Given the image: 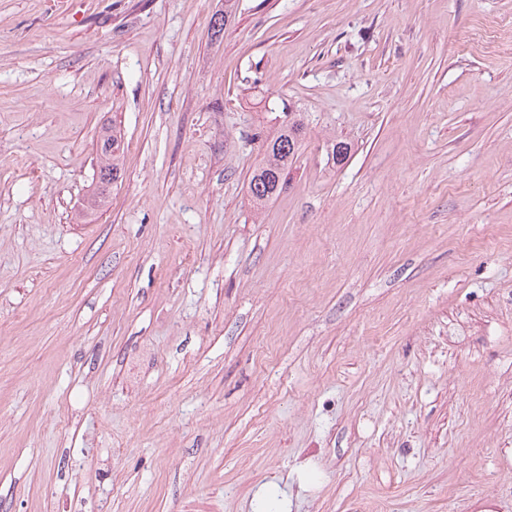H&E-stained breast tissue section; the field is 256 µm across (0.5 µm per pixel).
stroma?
Returning a JSON list of instances; mask_svg holds the SVG:
<instances>
[{"label": "stroma", "instance_id": "stroma-1", "mask_svg": "<svg viewBox=\"0 0 512 512\" xmlns=\"http://www.w3.org/2000/svg\"><path fill=\"white\" fill-rule=\"evenodd\" d=\"M363 501L512 512V0H0V512ZM301 113L288 112L276 132L262 143L263 160L249 178V197L254 207L265 206L283 189L288 167L297 159L305 137ZM125 146L121 133L112 125L104 129L99 140V170L95 192L89 202L91 208H99L107 202L112 185L118 181L121 174L119 160Z\"/></svg>", "mask_w": 512, "mask_h": 512}]
</instances>
